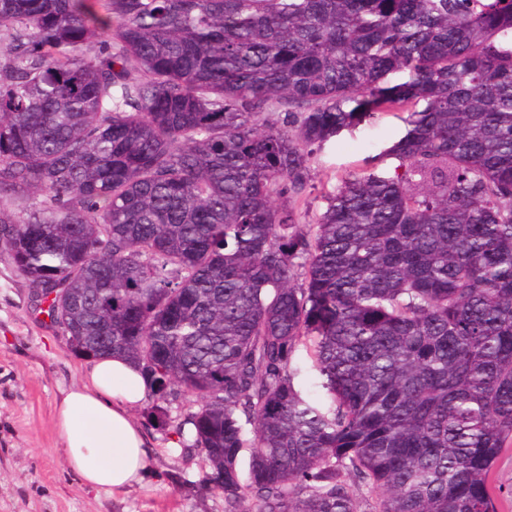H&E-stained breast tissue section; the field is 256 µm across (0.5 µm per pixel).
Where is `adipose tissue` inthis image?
Here are the masks:
<instances>
[{
  "label": "adipose tissue",
  "mask_w": 512,
  "mask_h": 512,
  "mask_svg": "<svg viewBox=\"0 0 512 512\" xmlns=\"http://www.w3.org/2000/svg\"><path fill=\"white\" fill-rule=\"evenodd\" d=\"M150 389L137 365L123 356L90 360L81 385L55 407V427L68 466L81 481L112 496L141 484L152 447L132 416Z\"/></svg>",
  "instance_id": "obj_1"
}]
</instances>
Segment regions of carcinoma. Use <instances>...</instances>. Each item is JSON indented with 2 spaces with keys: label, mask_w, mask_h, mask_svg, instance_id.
<instances>
[{
  "label": "carcinoma",
  "mask_w": 512,
  "mask_h": 512,
  "mask_svg": "<svg viewBox=\"0 0 512 512\" xmlns=\"http://www.w3.org/2000/svg\"><path fill=\"white\" fill-rule=\"evenodd\" d=\"M393 110L397 164L300 223L314 150ZM0 250L225 512H499L512 0H0Z\"/></svg>",
  "instance_id": "carcinoma-1"
}]
</instances>
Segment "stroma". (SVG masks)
<instances>
[{
    "instance_id": "35a3bbf8",
    "label": "stroma",
    "mask_w": 512,
    "mask_h": 512,
    "mask_svg": "<svg viewBox=\"0 0 512 512\" xmlns=\"http://www.w3.org/2000/svg\"><path fill=\"white\" fill-rule=\"evenodd\" d=\"M404 130L398 115L378 114L316 152L303 223H316L325 195ZM83 368V358L71 352L28 282L0 253V512H224L222 496L200 498L179 486L181 479L201 478V455L169 449L168 433L148 424L143 430L154 455L141 485L112 498L80 482L59 448L55 404L81 384Z\"/></svg>"
}]
</instances>
